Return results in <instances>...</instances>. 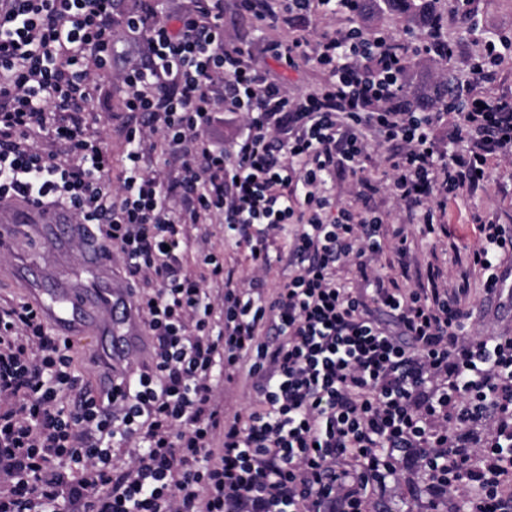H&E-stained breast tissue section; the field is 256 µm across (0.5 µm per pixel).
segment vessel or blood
<instances>
[{
	"instance_id": "1",
	"label": "vessel or blood",
	"mask_w": 512,
	"mask_h": 512,
	"mask_svg": "<svg viewBox=\"0 0 512 512\" xmlns=\"http://www.w3.org/2000/svg\"><path fill=\"white\" fill-rule=\"evenodd\" d=\"M25 214L47 229L40 241L41 251H51L62 240L81 234L86 243L83 262L93 273L81 287L57 293L47 288L41 268L29 267L24 273L25 286L35 296L38 309L58 335L70 339L85 334L110 337V345L99 348L98 354L112 366H124L141 350L145 332L132 310L128 286L107 273L109 244L95 239L90 231H77L62 212L29 208Z\"/></svg>"
}]
</instances>
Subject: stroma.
<instances>
[{
  "instance_id": "stroma-1",
  "label": "stroma",
  "mask_w": 512,
  "mask_h": 512,
  "mask_svg": "<svg viewBox=\"0 0 512 512\" xmlns=\"http://www.w3.org/2000/svg\"><path fill=\"white\" fill-rule=\"evenodd\" d=\"M470 9L476 25L472 31L460 23L458 15L451 13L445 17L454 47L452 61L464 75L469 74L479 54L478 43L504 35L512 37V0H473ZM100 82L101 95L92 107L91 118L106 134V143L112 155L111 173L116 176L125 167V155L123 144L112 132L110 115L118 111L124 91L112 81L110 74L102 75ZM389 151V146L385 144L370 145L363 160L365 175L377 181L375 191L363 198H356V179L345 173L336 177V193L342 203L354 202L359 208L379 212L387 218L390 227L401 225L408 232L412 241V254L408 262H400L393 249L387 246L372 258L374 268L396 278L404 272L413 277L431 264L439 271L441 281L455 285L459 281V268L454 262L452 238L462 235L467 243L476 241L475 233L467 225L469 214L477 212L495 223L512 226V160L501 158L495 161L492 177L485 189L464 194L449 203V234L425 237L420 235L415 220L403 210L392 193L394 175L384 161ZM194 234L207 238L209 247L223 255L224 265L233 270L235 279H244L250 275L251 266L246 250L225 240L222 225L202 224L195 229ZM40 236V226L29 224L21 234L0 243V299L9 301L24 298L25 293L16 278V272L30 262L42 266L50 287L77 288L85 281L87 273L78 258L84 248L82 240L71 238L53 256L45 257L39 252ZM500 273L506 279L507 291L493 304H486L479 282L470 284L469 302L476 312L475 333L490 335L512 330V261L502 265ZM399 477V486L388 488L385 494L388 512H425L427 498L417 485V466H400Z\"/></svg>"
}]
</instances>
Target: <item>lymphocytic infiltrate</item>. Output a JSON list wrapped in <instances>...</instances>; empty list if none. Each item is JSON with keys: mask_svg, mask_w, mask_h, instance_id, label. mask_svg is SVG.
I'll use <instances>...</instances> for the list:
<instances>
[{"mask_svg": "<svg viewBox=\"0 0 512 512\" xmlns=\"http://www.w3.org/2000/svg\"><path fill=\"white\" fill-rule=\"evenodd\" d=\"M196 2L121 18L116 0H0V200L67 209L109 242L152 339L105 395L80 386L72 340L33 304L0 305V512H371L401 456L418 463L432 512H512V335H471L472 311L445 290L381 275L345 287L339 268L381 251L384 219L333 187L361 172L368 138L397 144L394 194L435 233L448 201L512 155V100L480 90L512 42L485 41L439 153L443 115L398 111L404 58L385 40L346 26L267 43L282 65L323 71L298 95L249 44H229L224 0ZM119 30L148 64L115 75L127 144L116 191L88 112ZM219 100L245 126L228 147L209 136ZM152 135L178 164L170 180L145 164ZM216 221L248 251L249 284L195 245L191 226ZM471 221L468 262L492 298L512 228ZM290 224L287 252L271 253ZM280 262L287 281L266 288L261 272ZM239 376L251 401L228 416L215 389Z\"/></svg>", "mask_w": 512, "mask_h": 512, "instance_id": "1", "label": "lymphocytic infiltrate"}]
</instances>
